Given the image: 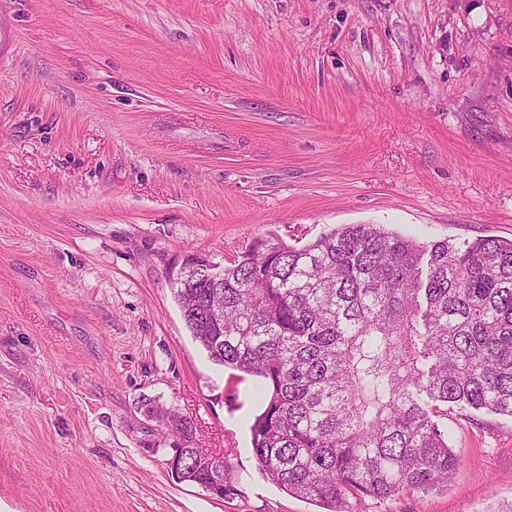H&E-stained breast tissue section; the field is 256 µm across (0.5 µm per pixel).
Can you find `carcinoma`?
<instances>
[{
  "label": "carcinoma",
  "mask_w": 512,
  "mask_h": 512,
  "mask_svg": "<svg viewBox=\"0 0 512 512\" xmlns=\"http://www.w3.org/2000/svg\"><path fill=\"white\" fill-rule=\"evenodd\" d=\"M170 286L208 358L262 381L260 469L327 512L448 485L440 406L512 417V240L426 245L380 224L262 238L224 267L219 332L203 274ZM176 479L232 487L227 461L187 449Z\"/></svg>",
  "instance_id": "1"
}]
</instances>
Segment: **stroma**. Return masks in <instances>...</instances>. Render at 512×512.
Wrapping results in <instances>:
<instances>
[{"label": "stroma", "mask_w": 512, "mask_h": 512, "mask_svg": "<svg viewBox=\"0 0 512 512\" xmlns=\"http://www.w3.org/2000/svg\"><path fill=\"white\" fill-rule=\"evenodd\" d=\"M344 224L512 239V0H0V512H320L167 270ZM162 407L234 495L172 478ZM438 422L458 467L390 512H512V417Z\"/></svg>", "instance_id": "35a3bbf8"}]
</instances>
